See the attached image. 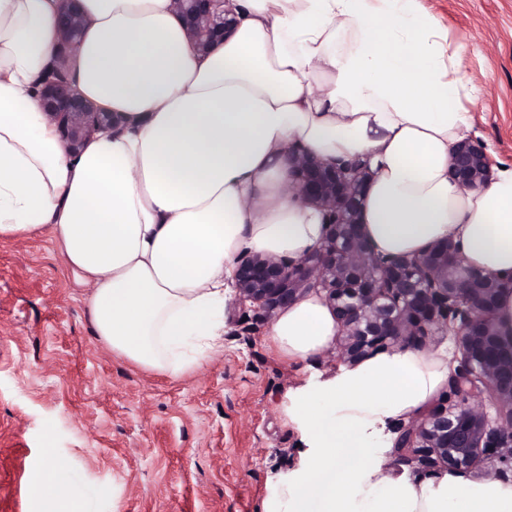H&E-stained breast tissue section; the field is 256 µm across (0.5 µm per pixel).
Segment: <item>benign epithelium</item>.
<instances>
[{
  "label": "benign epithelium",
  "instance_id": "obj_1",
  "mask_svg": "<svg viewBox=\"0 0 512 512\" xmlns=\"http://www.w3.org/2000/svg\"><path fill=\"white\" fill-rule=\"evenodd\" d=\"M171 5L199 55L236 32L231 0H171ZM88 24L81 0H60L57 61L39 81L45 113L73 153L94 134L123 123L119 113L81 97L69 78L68 62ZM287 162L289 190L323 212L324 237L316 250L296 260L262 253L239 258V304L271 317L306 293L324 291L339 328L337 359L344 365L388 348H421L438 334L454 336V400L401 428L393 465L415 463L487 478L512 472V333L497 319L499 298L512 289V275L470 267L451 237L414 255L379 256L364 225L370 168L359 160L326 161L299 147L288 150ZM448 176L463 189L488 187L492 160L484 142L466 137L455 143Z\"/></svg>",
  "mask_w": 512,
  "mask_h": 512
}]
</instances>
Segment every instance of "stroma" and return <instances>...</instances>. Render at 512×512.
Listing matches in <instances>:
<instances>
[{
    "label": "stroma",
    "instance_id": "1",
    "mask_svg": "<svg viewBox=\"0 0 512 512\" xmlns=\"http://www.w3.org/2000/svg\"><path fill=\"white\" fill-rule=\"evenodd\" d=\"M440 49L483 95L472 137L512 163V0H420ZM87 289L48 234L0 240V512H42L29 463L52 451L85 512H261L299 463L286 394L330 375L333 349L285 363L270 321L224 307V352L174 380L112 354L95 336Z\"/></svg>",
    "mask_w": 512,
    "mask_h": 512
}]
</instances>
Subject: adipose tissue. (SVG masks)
Listing matches in <instances>:
<instances>
[{"instance_id":"ef3b65f1","label":"adipose tissue","mask_w":512,"mask_h":512,"mask_svg":"<svg viewBox=\"0 0 512 512\" xmlns=\"http://www.w3.org/2000/svg\"><path fill=\"white\" fill-rule=\"evenodd\" d=\"M413 2L235 0V37L200 57L170 0H83L73 80L125 126L75 155L38 94L59 2L0 0V240L49 232L90 288L95 336L173 379L223 349L239 257L319 246L322 212L288 190L291 146L369 164L364 221L381 256L451 237L474 269L512 272V164L482 190L449 179V150L471 130L460 102L482 90L443 65L435 20ZM336 334L309 293L268 339L279 359L307 362ZM451 363L446 346L389 349L285 397L306 448L262 512H512V480L392 464L397 424L447 385ZM30 473L46 512H83L52 454Z\"/></svg>"}]
</instances>
